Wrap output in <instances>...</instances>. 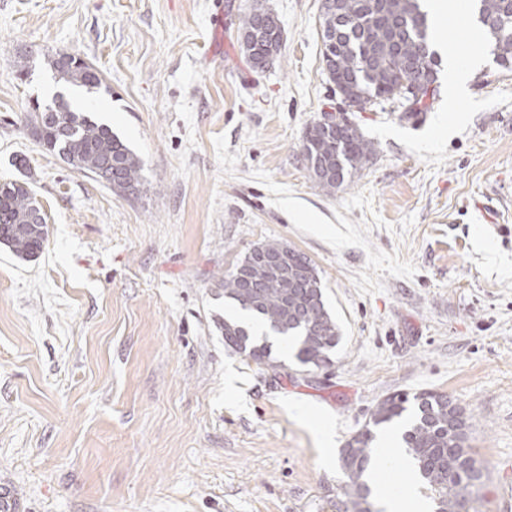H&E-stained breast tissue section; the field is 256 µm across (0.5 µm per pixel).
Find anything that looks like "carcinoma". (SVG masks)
<instances>
[{
    "mask_svg": "<svg viewBox=\"0 0 512 512\" xmlns=\"http://www.w3.org/2000/svg\"><path fill=\"white\" fill-rule=\"evenodd\" d=\"M321 38L336 33L331 55H323L325 70L340 96L365 109L391 101L411 114L429 108L428 93L411 100L405 81L411 63L436 72L439 58L431 47L428 14L418 0H333L323 5ZM479 21L497 64L512 68V0H478ZM241 44L252 66L263 70L276 60L282 31L272 12L256 3L241 23ZM56 78L89 92L101 89L100 72L79 55L58 51L47 57ZM27 134L42 148L60 157L71 169L100 178L112 168L107 185L130 197L142 192V164L137 155L106 123L89 112L61 102V111L31 107L21 118ZM375 154L374 144L351 123L325 127L317 121L306 131L303 157L313 178L328 193L341 187ZM36 199L27 184H0V245L20 258L42 252L47 240L44 214H35ZM288 269L278 278L263 270L219 282L233 313L224 318V344L249 359L277 367L268 333L292 344L298 362L324 368L340 342V330L326 308L316 268L303 253L269 242L262 245ZM407 422L403 441L430 491L436 512H472L473 488L482 482L486 466L469 444L470 417L448 396L422 391L409 398L392 395L371 412L370 419L346 443L340 467L347 477L342 487L343 512H373L368 470L374 451L375 429Z\"/></svg>",
    "mask_w": 512,
    "mask_h": 512,
    "instance_id": "1",
    "label": "carcinoma"
}]
</instances>
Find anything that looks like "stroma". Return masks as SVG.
Wrapping results in <instances>:
<instances>
[{"label":"stroma","instance_id":"1","mask_svg":"<svg viewBox=\"0 0 512 512\" xmlns=\"http://www.w3.org/2000/svg\"><path fill=\"white\" fill-rule=\"evenodd\" d=\"M262 4L282 50L240 48ZM322 0H0V183L46 217L36 257L0 245V484L20 512H336L341 448L395 393L447 394L486 465L475 512H512V71L487 43L468 93L428 111L347 107L326 75ZM79 54L108 92L57 82ZM37 59L28 77L17 61ZM64 94L143 165L119 195L20 119ZM344 113L376 148L335 193L307 128ZM304 253L342 341L331 366L244 357L217 284L254 246Z\"/></svg>","mask_w":512,"mask_h":512}]
</instances>
